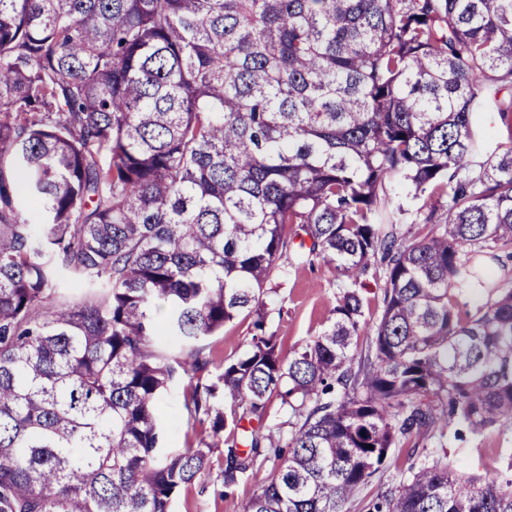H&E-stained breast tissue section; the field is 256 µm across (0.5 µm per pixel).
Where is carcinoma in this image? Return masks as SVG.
Listing matches in <instances>:
<instances>
[{
	"label": "carcinoma",
	"mask_w": 512,
	"mask_h": 512,
	"mask_svg": "<svg viewBox=\"0 0 512 512\" xmlns=\"http://www.w3.org/2000/svg\"><path fill=\"white\" fill-rule=\"evenodd\" d=\"M505 89L512 0H0V512H173L226 435L225 489L275 465L240 512H345L442 425L512 435V278L475 268L512 251V146L474 131ZM396 184L436 191L409 243ZM290 252L345 284L284 359L260 297ZM241 315L207 377L196 343ZM181 382L212 441L163 457ZM274 397L285 444L252 425ZM368 512H512V477L426 456ZM482 256L477 259V268L482 273H487L496 279L503 278L504 271L500 261L495 255L501 256V259L507 263L509 270L512 267V260H507L503 253L493 252L490 250L485 251ZM384 280L379 263L372 259L370 267L361 278V281L365 284L364 295L368 301V306H365V319L370 328L381 315ZM251 319L238 317L224 324V330L213 336L203 337L198 348L202 355L213 360L216 366L230 362L246 350L252 332Z\"/></svg>",
	"instance_id": "cac0c4a2"
}]
</instances>
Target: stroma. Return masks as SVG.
Returning a JSON list of instances; mask_svg holds the SVG:
<instances>
[{
    "mask_svg": "<svg viewBox=\"0 0 512 512\" xmlns=\"http://www.w3.org/2000/svg\"><path fill=\"white\" fill-rule=\"evenodd\" d=\"M340 282L336 269L323 262L312 266L296 263L289 267L287 277L273 278L272 289L266 290L263 296L266 328L278 336L283 356H290L294 348L305 344L328 325ZM251 336L250 320L239 317L226 323L223 331L203 337L198 347L203 356L219 365L241 356ZM160 414L165 453H175L207 439V427L188 419L183 408L182 386L168 390ZM442 449L447 450L459 473L483 478L512 475V436L505 438L487 431L478 435L468 433L459 439L454 427L449 426L431 432L422 448L392 452L368 486L346 504V512H366L367 503L392 486L401 472L419 461L422 453H436ZM226 452L223 446L214 450V469L178 493L173 512H238L241 503L258 491L270 476L271 463L257 462L235 491L225 494L219 467Z\"/></svg>",
    "mask_w": 512,
    "mask_h": 512,
    "instance_id": "1",
    "label": "stroma"
}]
</instances>
